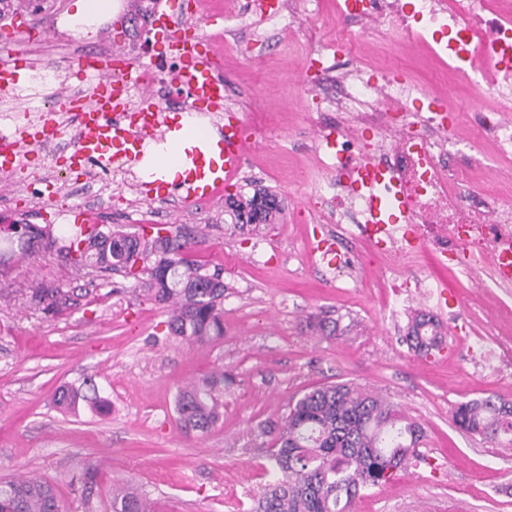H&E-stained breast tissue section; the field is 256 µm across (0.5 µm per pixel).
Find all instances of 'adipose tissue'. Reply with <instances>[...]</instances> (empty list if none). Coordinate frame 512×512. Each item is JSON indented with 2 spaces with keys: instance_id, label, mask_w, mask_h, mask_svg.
I'll use <instances>...</instances> for the list:
<instances>
[{
  "instance_id": "1",
  "label": "adipose tissue",
  "mask_w": 512,
  "mask_h": 512,
  "mask_svg": "<svg viewBox=\"0 0 512 512\" xmlns=\"http://www.w3.org/2000/svg\"><path fill=\"white\" fill-rule=\"evenodd\" d=\"M121 8V0H74L72 11L64 14L58 27L74 38H86L111 21ZM218 141L219 136L208 118L185 114L177 127L166 133L164 142H151L143 147L134 167L141 177L150 181L169 184L181 181L186 177L187 165L172 161V154L196 147L207 157L216 159L220 156Z\"/></svg>"
}]
</instances>
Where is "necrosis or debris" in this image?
<instances>
[{
  "label": "necrosis or debris",
  "mask_w": 512,
  "mask_h": 512,
  "mask_svg": "<svg viewBox=\"0 0 512 512\" xmlns=\"http://www.w3.org/2000/svg\"><path fill=\"white\" fill-rule=\"evenodd\" d=\"M336 19L364 33L422 45L442 72L484 81L490 103L469 113L467 143L454 132L455 103L385 69L336 68L318 46L313 109L342 112L333 132L338 180L312 207L323 223L360 227L370 238L374 197L356 183L357 167L382 172L399 198L377 245L403 256L412 237L460 270L512 254V193L504 183L474 189L475 170L489 156L496 170L512 168V0L489 10L487 0H336Z\"/></svg>",
  "instance_id": "obj_1"
}]
</instances>
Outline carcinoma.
<instances>
[{"mask_svg": "<svg viewBox=\"0 0 512 512\" xmlns=\"http://www.w3.org/2000/svg\"><path fill=\"white\" fill-rule=\"evenodd\" d=\"M238 221L265 223L278 212L275 198L254 196L234 202ZM51 233L30 224L20 233L0 234V271L15 258L32 253L34 242ZM190 238L154 236L150 240L109 228L92 234L74 228L67 257L72 265L119 271L134 279L140 291L170 311L169 333L192 343L224 334L222 275L210 273L189 258ZM31 299L49 308L60 304L57 288H35ZM410 346L421 355L438 347L440 334L433 318L419 315L408 333ZM224 373L213 374L178 391L175 409L185 427L206 432L221 416ZM64 412L85 406L100 412L108 401L90 392L87 383L66 385L54 394ZM453 424L473 435L512 447V403L486 396L459 404ZM264 434L274 447L267 459L276 474L254 500L250 512H350L360 492L388 482L416 454L422 428L397 404L350 382L313 387L289 405L280 425ZM113 512H156L132 488L112 490ZM0 512H62L54 486L40 478L0 479Z\"/></svg>", "mask_w": 512, "mask_h": 512, "instance_id": "carcinoma-1", "label": "carcinoma"}]
</instances>
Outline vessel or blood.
I'll list each match as a JSON object with an SVG mask.
<instances>
[{"label":"vessel or blood","mask_w":512,"mask_h":512,"mask_svg":"<svg viewBox=\"0 0 512 512\" xmlns=\"http://www.w3.org/2000/svg\"><path fill=\"white\" fill-rule=\"evenodd\" d=\"M157 24L169 45L181 50L179 68L169 82L170 87L186 89L194 107L222 109L225 83L219 62L204 53L198 38L177 17L161 15ZM76 67L79 81L92 86L95 99L77 115L72 137L73 164L81 166L88 160L105 158L113 151L129 159L136 158L142 140L152 135L162 119L153 92H146L134 105L127 101L116 104L112 101L111 77L89 55H79ZM59 133L60 124L51 112L43 117L42 136L17 130L8 143L0 145V170L16 168L22 147H41L43 136ZM219 147L222 162L218 165L207 162L202 151L189 153L191 167L185 179L189 200H208L222 188L225 178L240 168L246 156V140L243 124L236 115H228Z\"/></svg>","instance_id":"vessel-or-blood-1"}]
</instances>
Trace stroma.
<instances>
[{
    "label": "stroma",
    "mask_w": 512,
    "mask_h": 512,
    "mask_svg": "<svg viewBox=\"0 0 512 512\" xmlns=\"http://www.w3.org/2000/svg\"><path fill=\"white\" fill-rule=\"evenodd\" d=\"M22 5L0 21L11 36L0 63L23 60L29 77L51 73L33 89L42 107L74 122L77 88L72 58L83 51L109 59L163 67L177 61L154 37L160 15L196 23L206 50L223 63L226 96L244 121L248 153L242 169L210 201L186 200L183 184L166 186L155 202L140 195V179L116 156L115 171L68 167L69 142L53 154H25L0 175V213L20 224L51 226L57 246L39 243L29 260L0 274V475H37L52 483L64 512H112V487L146 495L157 512H249L268 481L262 424L281 422L291 400L326 383L351 382L389 397L424 430L418 455L386 484L361 491L353 512H512V448L457 429L462 402L495 395L512 402V369H472L471 357L512 343V295L490 287L483 262L463 274L425 248L389 264L359 268L337 279L318 251L327 239L308 202L336 173L310 149L317 126L332 112H309L302 81L313 60L301 28L272 27L233 13L234 0H122L121 12L89 39L57 26L71 0H12ZM351 58L360 66L395 69L407 78L474 108L482 92L462 82L442 84L417 46L357 36ZM112 185L102 196L99 185ZM266 191L282 208L275 224L238 229L229 196ZM94 212L99 228L143 235L152 226L194 232L189 256L221 272L224 335L206 344L170 337L168 309L135 292L124 274L77 268L62 250L79 208ZM398 271L440 288L431 301L396 305L385 282ZM61 289L58 309L31 301L30 289ZM432 316L443 342L423 357L405 340L414 317ZM338 324L328 338L308 329V317ZM223 371L221 420L208 432L185 431L175 395L185 384ZM93 381L110 410L63 413L53 405L63 385ZM95 467L92 494L76 478Z\"/></svg>",
    "instance_id": "obj_1"
}]
</instances>
